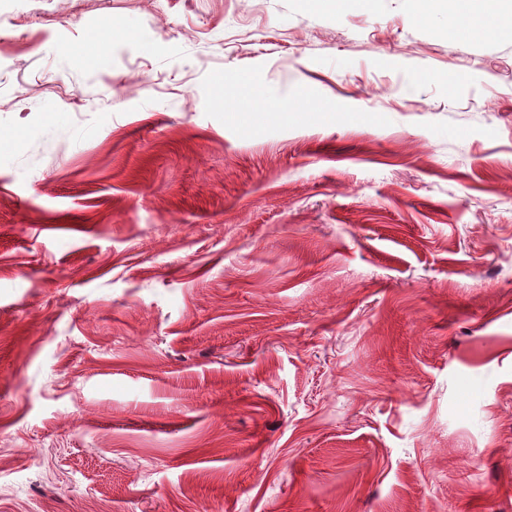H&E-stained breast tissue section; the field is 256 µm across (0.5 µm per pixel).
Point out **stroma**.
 <instances>
[{
    "instance_id": "35a3bbf8",
    "label": "stroma",
    "mask_w": 512,
    "mask_h": 512,
    "mask_svg": "<svg viewBox=\"0 0 512 512\" xmlns=\"http://www.w3.org/2000/svg\"><path fill=\"white\" fill-rule=\"evenodd\" d=\"M459 22L0 0V512H512V31Z\"/></svg>"
}]
</instances>
